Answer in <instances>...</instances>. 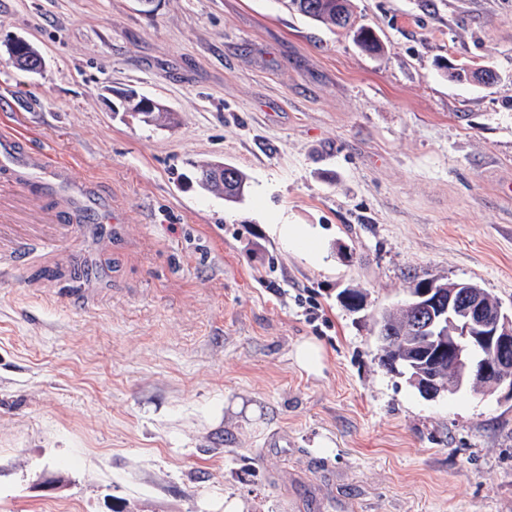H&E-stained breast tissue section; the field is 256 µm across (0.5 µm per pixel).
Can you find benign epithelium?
Returning a JSON list of instances; mask_svg holds the SVG:
<instances>
[{
  "label": "benign epithelium",
  "mask_w": 512,
  "mask_h": 512,
  "mask_svg": "<svg viewBox=\"0 0 512 512\" xmlns=\"http://www.w3.org/2000/svg\"><path fill=\"white\" fill-rule=\"evenodd\" d=\"M408 306L416 310L412 335L423 337L427 350L448 353V380L440 379L435 364L413 378L427 398L453 391L466 375L497 390L505 387L512 397L511 311L488 305L465 284L424 285L410 294Z\"/></svg>",
  "instance_id": "7a95c632"
}]
</instances>
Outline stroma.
<instances>
[{
    "instance_id": "stroma-1",
    "label": "stroma",
    "mask_w": 512,
    "mask_h": 512,
    "mask_svg": "<svg viewBox=\"0 0 512 512\" xmlns=\"http://www.w3.org/2000/svg\"><path fill=\"white\" fill-rule=\"evenodd\" d=\"M352 7L380 53L278 0H0V133L110 206L63 237L68 194L0 187L54 251L0 262V512H512L506 390L424 400L373 329L427 278L512 308V0ZM484 65L497 84L448 75ZM204 160L247 173L241 201L188 181ZM156 105L150 111L138 110L136 105H129L127 112L130 111L133 116H137L141 122L159 128H171L175 124L174 113L161 103L155 101ZM274 228L285 240L304 246L307 252H318L317 242L299 224H276ZM294 363L309 375H318L324 367L325 354L322 346L313 340H304L293 351Z\"/></svg>"
}]
</instances>
